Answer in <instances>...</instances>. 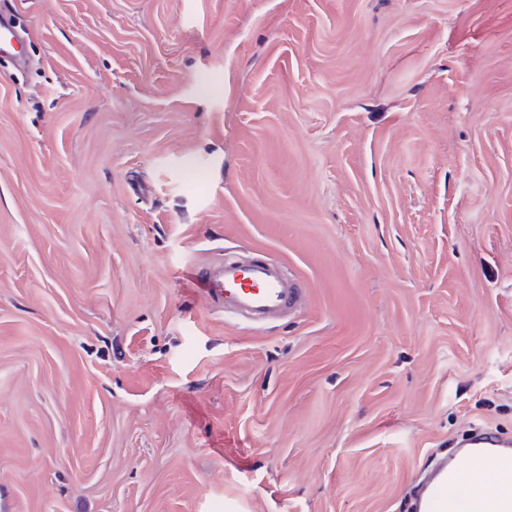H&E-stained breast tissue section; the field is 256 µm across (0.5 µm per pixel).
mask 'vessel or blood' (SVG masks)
Wrapping results in <instances>:
<instances>
[{"label": "vessel or blood", "instance_id": "obj_1", "mask_svg": "<svg viewBox=\"0 0 512 512\" xmlns=\"http://www.w3.org/2000/svg\"><path fill=\"white\" fill-rule=\"evenodd\" d=\"M0 0V54L20 55V40L5 15ZM204 295L229 318L272 321L296 312L304 290L298 280L285 276L278 264L252 259L225 258L200 269L189 267ZM501 440L478 428L469 446L452 463L440 464L418 489L416 512H512V453L502 450ZM494 467L502 487L487 497L478 490L487 467Z\"/></svg>", "mask_w": 512, "mask_h": 512}]
</instances>
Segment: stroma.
Returning a JSON list of instances; mask_svg holds the SVG:
<instances>
[{
  "mask_svg": "<svg viewBox=\"0 0 512 512\" xmlns=\"http://www.w3.org/2000/svg\"><path fill=\"white\" fill-rule=\"evenodd\" d=\"M0 512H411L512 442V0H15ZM303 284L225 319L227 252Z\"/></svg>",
  "mask_w": 512,
  "mask_h": 512,
  "instance_id": "obj_1",
  "label": "stroma"
}]
</instances>
